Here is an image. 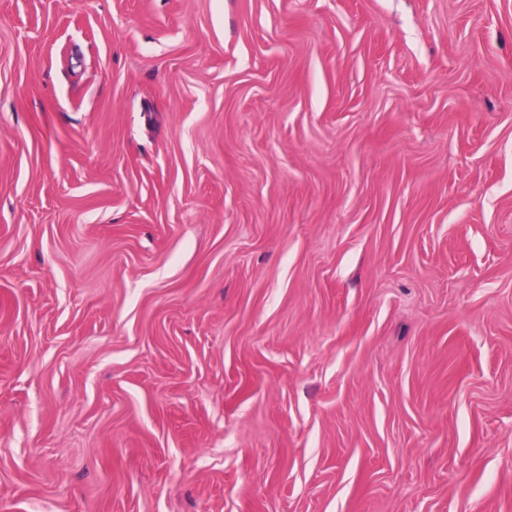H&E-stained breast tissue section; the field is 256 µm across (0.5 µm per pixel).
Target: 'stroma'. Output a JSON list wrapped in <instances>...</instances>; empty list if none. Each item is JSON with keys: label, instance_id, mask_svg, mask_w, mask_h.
Listing matches in <instances>:
<instances>
[{"label": "stroma", "instance_id": "obj_1", "mask_svg": "<svg viewBox=\"0 0 512 512\" xmlns=\"http://www.w3.org/2000/svg\"><path fill=\"white\" fill-rule=\"evenodd\" d=\"M0 512H512V0H0Z\"/></svg>", "mask_w": 512, "mask_h": 512}]
</instances>
